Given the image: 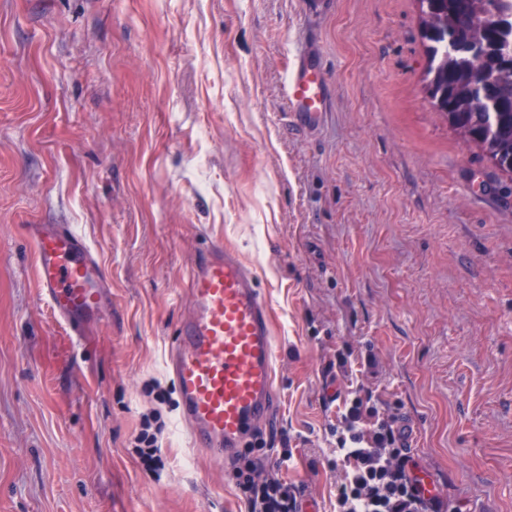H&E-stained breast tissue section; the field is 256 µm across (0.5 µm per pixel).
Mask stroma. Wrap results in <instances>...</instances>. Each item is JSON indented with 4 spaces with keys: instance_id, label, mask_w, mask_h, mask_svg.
Returning a JSON list of instances; mask_svg holds the SVG:
<instances>
[{
    "instance_id": "obj_1",
    "label": "stroma",
    "mask_w": 512,
    "mask_h": 512,
    "mask_svg": "<svg viewBox=\"0 0 512 512\" xmlns=\"http://www.w3.org/2000/svg\"><path fill=\"white\" fill-rule=\"evenodd\" d=\"M426 46L418 0H0V512H248L167 369L208 240L274 316L263 473L336 512L361 384L445 500L512 512V174L433 105ZM310 50L332 92L302 132L285 88ZM30 224L100 258L82 338L39 293ZM153 411L157 475L132 446Z\"/></svg>"
}]
</instances>
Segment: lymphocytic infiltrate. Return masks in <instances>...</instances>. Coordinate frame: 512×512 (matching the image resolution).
<instances>
[{"label": "lymphocytic infiltrate", "instance_id": "obj_1", "mask_svg": "<svg viewBox=\"0 0 512 512\" xmlns=\"http://www.w3.org/2000/svg\"><path fill=\"white\" fill-rule=\"evenodd\" d=\"M336 443V458L345 466L337 512H459L452 503L422 498L402 429L362 387H353L344 401ZM260 468V458L245 454L234 471L248 512H298L297 489L260 476Z\"/></svg>", "mask_w": 512, "mask_h": 512}]
</instances>
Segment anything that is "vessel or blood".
I'll list each match as a JSON object with an SVG mask.
<instances>
[{
	"label": "vessel or blood",
	"instance_id": "b4317fda",
	"mask_svg": "<svg viewBox=\"0 0 512 512\" xmlns=\"http://www.w3.org/2000/svg\"><path fill=\"white\" fill-rule=\"evenodd\" d=\"M330 93L319 58L300 57L286 100L301 129L317 128ZM27 232L41 296L72 336H84L103 320L107 282L100 261L69 225L35 224ZM189 296L192 310L180 323L168 367L194 447L228 459L255 427L277 425L273 313L253 269L221 243L199 252Z\"/></svg>",
	"mask_w": 512,
	"mask_h": 512
}]
</instances>
